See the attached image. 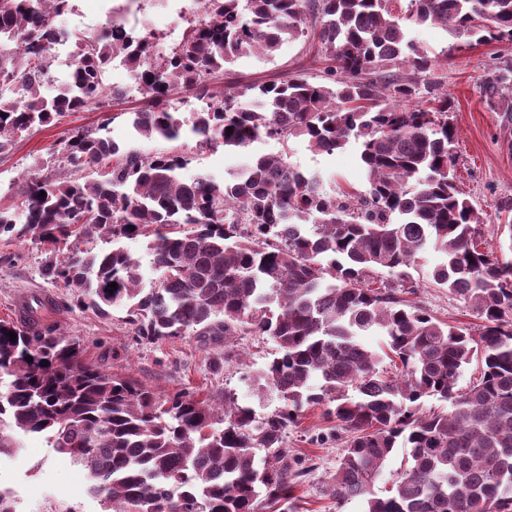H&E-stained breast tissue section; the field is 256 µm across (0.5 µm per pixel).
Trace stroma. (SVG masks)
I'll list each match as a JSON object with an SVG mask.
<instances>
[{"mask_svg":"<svg viewBox=\"0 0 512 512\" xmlns=\"http://www.w3.org/2000/svg\"><path fill=\"white\" fill-rule=\"evenodd\" d=\"M109 21L102 0H71L70 10L57 17L58 27L86 34L98 33ZM409 35L436 59L440 75L456 110L453 122L459 131L457 145L459 188L480 210L483 222L477 228L476 243L481 251L503 262L512 263V241L501 234L498 208L512 203V135L501 127L499 113L488 107L481 96L487 70L496 62H512V44L482 43L458 49L457 42L438 24L409 25ZM321 58L316 42H283L274 57L266 60L248 57L228 68L226 84L266 83L291 75L316 74ZM138 95H127L106 112H70L52 124L18 139L10 152L0 154V208L14 207L29 174L57 180L68 173L62 158L63 140L75 128L107 124L110 136L126 148L144 155L172 150L187 156L181 171L184 179L198 177L229 181L257 154H279L294 167L317 175L324 191L340 189L366 191L368 183L359 159L357 144H349L332 155L311 151L300 141L285 144L262 140L250 150L230 151L223 146H199L192 137L170 142L162 138L143 140L133 137L124 112L141 106ZM109 244L103 239L67 243L59 249L32 240L0 239V320L18 318L21 303L35 298L54 300L43 321L57 332L78 339L83 359L99 370L133 379L167 399L178 393L199 398L223 397L231 393L239 405L249 406L256 418H263L279 405L277 398L258 399L251 388V377L269 363L276 351L266 336H234L228 343L232 354L243 355V362H230L214 370L213 348H205L195 337L182 336L150 342L135 336L124 309L109 308L100 314L75 305L68 289L51 283L42 274L48 258L65 261L74 250L101 251ZM442 261L440 253H421L409 273L418 288L413 302L442 321L478 327L480 319L463 300L429 280ZM343 430L328 421L321 408L305 409L295 425L289 426L285 446L291 461L305 467L306 476L294 488L298 512H363L361 500L336 502L331 494V478L344 450ZM73 463L50 448L41 438H24L12 456L0 457V488L16 502L17 512H102L99 499L90 495L88 481L71 479Z\"/></svg>","mask_w":512,"mask_h":512,"instance_id":"stroma-1","label":"stroma"}]
</instances>
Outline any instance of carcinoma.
Returning a JSON list of instances; mask_svg holds the SVG:
<instances>
[{"instance_id": "carcinoma-1", "label": "carcinoma", "mask_w": 512, "mask_h": 512, "mask_svg": "<svg viewBox=\"0 0 512 512\" xmlns=\"http://www.w3.org/2000/svg\"><path fill=\"white\" fill-rule=\"evenodd\" d=\"M393 2L197 0L202 20L162 56L151 33L110 24L71 35L77 59L48 95L53 21L69 0H0V153L67 112L109 108L123 96L106 80L119 58L143 88L142 106L126 112L134 136L188 132L230 150L300 139L328 155L353 139L369 184L330 194L272 154L232 182L187 181L180 153L126 151L105 124L72 130L69 176L29 178L19 209L0 210V236L112 240L109 251L48 263L44 275L82 307L125 309L146 340L189 335L219 347L245 331L270 337L277 356L252 387L281 405L258 422L228 394L219 404L161 401L85 362L78 340L52 335L38 299L19 322H0V456L18 434L44 438L86 470L103 512H294L303 471L288 462L285 433L322 405L349 436L332 477L336 502L361 498L364 512H512V263L475 243L483 217L456 185L454 103L435 59L406 34V23L429 22L468 47L512 43V0H408L401 14ZM310 29L327 61L316 75L224 85L226 65L271 60ZM177 88L191 99L173 100ZM481 88L512 134V63L489 70ZM109 159L100 177L82 176ZM137 236L147 238L148 285L141 260L118 245ZM429 248L443 256L432 282L472 305L477 333L404 298L412 281L369 286L373 270L402 274ZM372 331L401 363L394 378L360 341ZM474 361L480 376L458 387ZM428 398L449 408L423 413ZM399 446L406 467L378 497L374 483Z\"/></svg>"}]
</instances>
